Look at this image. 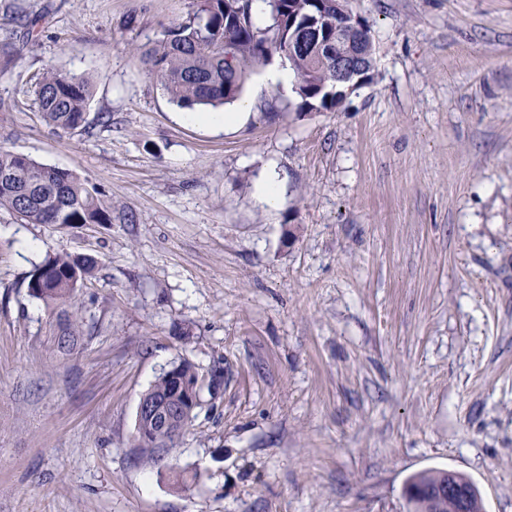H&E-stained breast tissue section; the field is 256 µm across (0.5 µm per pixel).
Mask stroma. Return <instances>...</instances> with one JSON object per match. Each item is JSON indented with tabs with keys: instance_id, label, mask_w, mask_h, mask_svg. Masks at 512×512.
Returning a JSON list of instances; mask_svg holds the SVG:
<instances>
[{
	"instance_id": "1",
	"label": "stroma",
	"mask_w": 512,
	"mask_h": 512,
	"mask_svg": "<svg viewBox=\"0 0 512 512\" xmlns=\"http://www.w3.org/2000/svg\"><path fill=\"white\" fill-rule=\"evenodd\" d=\"M191 0H0V145L77 174L108 224L0 208V512H408L427 469L512 512V0H348L376 47L341 109L257 66L228 129L186 122L136 48ZM84 75V129L47 125L32 76ZM276 172L281 201L254 188ZM96 259L57 352L34 267ZM217 372L147 460L163 369ZM135 430V438L139 447L142 448L143 453L147 454L153 462L160 461L162 459L161 454L174 447L175 439L169 434V430L164 431L159 427L151 428L146 422L141 423L140 420L138 426L135 424ZM144 434L152 438L154 442L153 447H147L144 444Z\"/></svg>"
}]
</instances>
